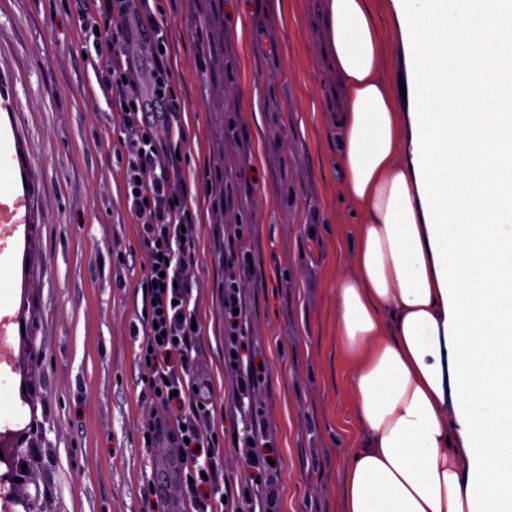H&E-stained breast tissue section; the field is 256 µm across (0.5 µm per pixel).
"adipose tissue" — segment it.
<instances>
[{
    "instance_id": "ef3b65f1",
    "label": "adipose tissue",
    "mask_w": 512,
    "mask_h": 512,
    "mask_svg": "<svg viewBox=\"0 0 512 512\" xmlns=\"http://www.w3.org/2000/svg\"><path fill=\"white\" fill-rule=\"evenodd\" d=\"M411 2L394 0L413 72L407 141L368 0L323 4L345 191L366 213L336 279L363 428L343 507L512 512V0Z\"/></svg>"
}]
</instances>
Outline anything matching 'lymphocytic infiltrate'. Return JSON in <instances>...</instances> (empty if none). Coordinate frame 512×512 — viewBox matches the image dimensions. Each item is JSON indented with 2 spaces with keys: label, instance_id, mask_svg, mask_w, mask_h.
Returning a JSON list of instances; mask_svg holds the SVG:
<instances>
[{
  "label": "lymphocytic infiltrate",
  "instance_id": "f902f5d3",
  "mask_svg": "<svg viewBox=\"0 0 512 512\" xmlns=\"http://www.w3.org/2000/svg\"><path fill=\"white\" fill-rule=\"evenodd\" d=\"M99 29L106 31L107 41L96 38ZM81 30L100 52L95 77L124 132L119 155L126 205L139 227L146 255L137 282L142 291L143 332L137 366L151 403L174 416L176 437L186 442L184 492L194 512H217L214 491L223 477L221 450L202 408L206 394L192 383L199 333L192 328L193 290L198 283L190 265L199 220L188 203L191 183L176 156L187 134L165 50L166 21L150 0H97L94 9L83 12ZM140 46L151 61L145 77L133 63ZM224 222L231 228L224 237V368L235 381L231 405L246 427L237 448L253 476L244 492L230 491L226 498L235 501L238 512H277L278 479L261 450L265 438L261 371L247 353V323L233 315L243 306L241 288L251 266L244 246L249 227L231 214Z\"/></svg>",
  "mask_w": 512,
  "mask_h": 512
}]
</instances>
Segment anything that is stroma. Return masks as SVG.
Masks as SVG:
<instances>
[{
	"label": "stroma",
	"instance_id": "obj_1",
	"mask_svg": "<svg viewBox=\"0 0 512 512\" xmlns=\"http://www.w3.org/2000/svg\"><path fill=\"white\" fill-rule=\"evenodd\" d=\"M182 89L190 176L232 181L249 224L243 292L249 350L279 479V512H342L353 362L336 336V278L349 271L360 205L344 191L336 74L322 48L323 0H154ZM382 72L411 136L409 60L393 0H370ZM77 0H0V214L26 200L18 252L0 253V319L30 375L44 432L31 476L46 512H184L174 434L146 446L157 410L135 365L136 264L144 253L124 195L120 126L85 57ZM192 271L200 288L197 374L224 483L244 484L224 370L223 206L198 194ZM129 264L117 262V253ZM22 316L15 324L14 316Z\"/></svg>",
	"mask_w": 512,
	"mask_h": 512
}]
</instances>
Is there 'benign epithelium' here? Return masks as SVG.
I'll list each match as a JSON object with an SVG mask.
<instances>
[{"label": "benign epithelium", "instance_id": "1", "mask_svg": "<svg viewBox=\"0 0 512 512\" xmlns=\"http://www.w3.org/2000/svg\"><path fill=\"white\" fill-rule=\"evenodd\" d=\"M37 362L35 355L25 363H13V370L19 373L24 385L20 389V399L28 407L29 414L23 424L0 430V452L3 453L0 458V497L9 500L16 512H43L40 488L31 485L29 473L22 472V465L30 464L36 454L34 438L40 429L34 398L27 388L28 375Z\"/></svg>", "mask_w": 512, "mask_h": 512}]
</instances>
